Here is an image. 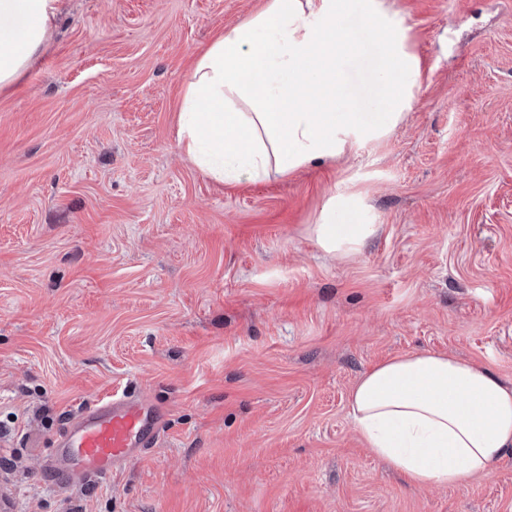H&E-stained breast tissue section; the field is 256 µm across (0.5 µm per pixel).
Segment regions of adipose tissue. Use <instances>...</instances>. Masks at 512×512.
Instances as JSON below:
<instances>
[{
	"label": "adipose tissue",
	"instance_id": "obj_1",
	"mask_svg": "<svg viewBox=\"0 0 512 512\" xmlns=\"http://www.w3.org/2000/svg\"><path fill=\"white\" fill-rule=\"evenodd\" d=\"M65 0H0V91L38 61ZM351 0H265L229 27L191 71L178 118V145L216 181L259 183L387 135L411 97L416 60L400 47L379 0L362 5L382 35L377 85L384 109L351 103L346 67L354 44L342 18ZM317 228L332 251L359 246L371 225L344 200ZM349 405L370 452L415 486H461L512 452V387L465 359L417 351L377 364Z\"/></svg>",
	"mask_w": 512,
	"mask_h": 512
}]
</instances>
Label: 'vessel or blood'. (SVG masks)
I'll list each match as a JSON object with an SVG mask.
<instances>
[{
  "instance_id": "obj_1",
  "label": "vessel or blood",
  "mask_w": 512,
  "mask_h": 512,
  "mask_svg": "<svg viewBox=\"0 0 512 512\" xmlns=\"http://www.w3.org/2000/svg\"><path fill=\"white\" fill-rule=\"evenodd\" d=\"M161 414L146 399L131 393L110 395L83 408L64 432L72 479L92 481L110 476L119 465L159 438Z\"/></svg>"
}]
</instances>
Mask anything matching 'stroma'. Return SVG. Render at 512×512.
I'll return each instance as SVG.
<instances>
[{"label": "stroma", "instance_id": "stroma-1", "mask_svg": "<svg viewBox=\"0 0 512 512\" xmlns=\"http://www.w3.org/2000/svg\"><path fill=\"white\" fill-rule=\"evenodd\" d=\"M265 0H67L0 93V512H512V455L417 487L355 431L349 396L415 351L512 387V0H381L418 67L386 137L229 187L178 147L199 54ZM349 93L380 111L377 41ZM374 233L317 241L337 195ZM159 442L65 488L58 432L116 391Z\"/></svg>", "mask_w": 512, "mask_h": 512}]
</instances>
